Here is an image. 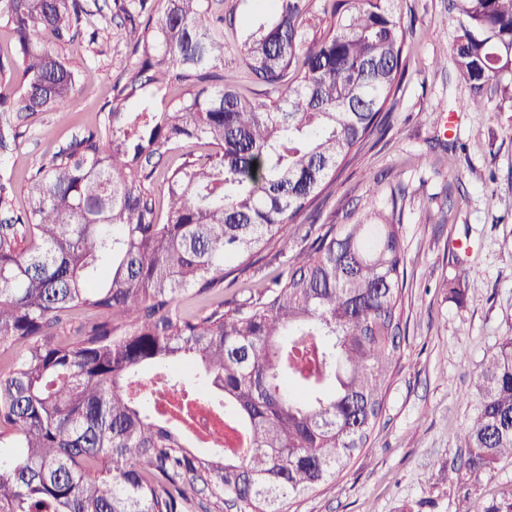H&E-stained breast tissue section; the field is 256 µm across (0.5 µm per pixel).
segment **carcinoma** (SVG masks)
I'll return each instance as SVG.
<instances>
[{
  "label": "carcinoma",
  "mask_w": 512,
  "mask_h": 512,
  "mask_svg": "<svg viewBox=\"0 0 512 512\" xmlns=\"http://www.w3.org/2000/svg\"><path fill=\"white\" fill-rule=\"evenodd\" d=\"M219 0H123L135 67L101 126L36 169L28 208L0 224V512H284L333 482L367 447L400 350L404 250L379 224L383 179L364 211L331 224L286 277L225 301L224 280L293 227L313 224L336 170L390 128L408 72L396 0H254L237 51L260 96L224 73ZM464 102L512 110V0H451ZM83 0H0L20 75L0 94V165L17 119L65 108L78 74L45 35L67 43ZM183 93L163 108L152 87ZM213 147L167 172L166 218L146 183L187 141ZM191 296L200 313H185ZM77 311L95 316L74 322ZM202 396L242 432L244 448L197 449L187 405ZM459 482L512 458V336L474 383ZM458 512H512V497L465 499Z\"/></svg>",
  "instance_id": "1"
}]
</instances>
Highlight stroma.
<instances>
[{
    "label": "stroma",
    "instance_id": "stroma-1",
    "mask_svg": "<svg viewBox=\"0 0 512 512\" xmlns=\"http://www.w3.org/2000/svg\"><path fill=\"white\" fill-rule=\"evenodd\" d=\"M412 24L411 62L391 126L338 171L315 224L294 228L277 253L224 284L226 299L271 286L295 257L347 211L361 208L374 175L402 185L383 202L405 250L400 361L367 448L336 484L289 502L287 512H456L465 490L492 502L512 495V458L471 488L449 483L464 456L458 437L474 405L466 399L485 360L512 336V111L488 102L461 109L469 94L456 76L452 46L459 24L448 0H400ZM84 32L60 53L79 74L68 106L25 121L19 149L0 176L14 210L26 204L39 162L98 123L112 85L135 66L132 26L114 0H85ZM471 273L457 282L459 265Z\"/></svg>",
    "mask_w": 512,
    "mask_h": 512
}]
</instances>
